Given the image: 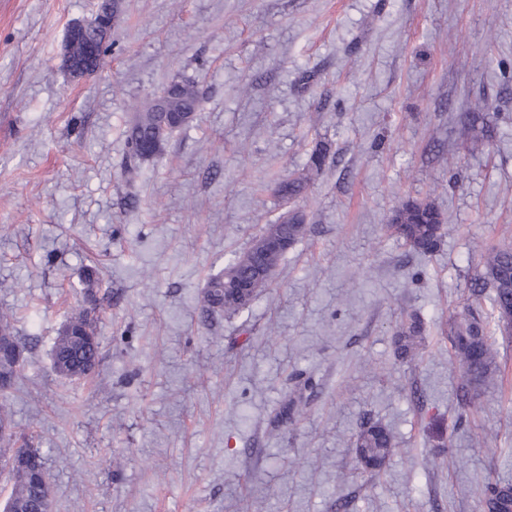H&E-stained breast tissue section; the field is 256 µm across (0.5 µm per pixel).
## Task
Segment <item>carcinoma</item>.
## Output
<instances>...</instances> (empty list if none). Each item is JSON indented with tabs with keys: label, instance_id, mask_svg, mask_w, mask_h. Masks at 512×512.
Instances as JSON below:
<instances>
[{
	"label": "carcinoma",
	"instance_id": "obj_1",
	"mask_svg": "<svg viewBox=\"0 0 512 512\" xmlns=\"http://www.w3.org/2000/svg\"><path fill=\"white\" fill-rule=\"evenodd\" d=\"M109 28L89 27L75 31L66 45V56L73 64H83L96 71L106 64L109 46L106 45ZM96 43V53L86 54L87 40ZM201 95L197 85L189 80H174L164 90L146 101L133 106L134 112L126 131L127 155L125 173L132 181L140 175L143 165L160 154L171 133L187 124L181 116L198 111ZM493 116L489 112H471L468 129L474 138L485 140L492 136ZM329 149L318 144L309 154L305 173L281 181L276 194L285 203L300 196L311 177L323 172ZM389 229L411 251L431 255L438 250L448 234V227L439 209L429 201L409 200L398 208L391 219ZM307 232L303 216L295 211L287 212L279 222L269 224L258 239L217 274L206 286L203 307L206 313L224 311L234 314L247 307L258 294L269 288L279 262ZM86 300L96 301L99 276L96 269L86 268L82 277ZM477 288L492 289L491 305L499 331L512 333V248L499 247L489 251L484 271L475 278ZM423 332L420 318L410 315L401 321L397 333V354L406 358L418 345ZM490 323L466 309L448 323V338L456 357L459 358L465 380L463 395L475 384L491 379L496 370V352L490 342ZM53 359L70 376L82 378L100 362V343L96 336V318L83 308L73 314L63 325L56 338ZM358 465L369 473L382 469L391 456L394 440L390 431L379 424H368L357 434L354 443ZM17 454L29 457L33 474L24 480H14L10 498L16 512H34L52 497L49 482L42 478V457L35 448H18ZM484 499L507 509L512 506L511 485H491Z\"/></svg>",
	"mask_w": 512,
	"mask_h": 512
}]
</instances>
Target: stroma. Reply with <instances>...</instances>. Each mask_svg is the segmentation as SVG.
<instances>
[{"instance_id":"35a3bbf8","label":"stroma","mask_w":512,"mask_h":512,"mask_svg":"<svg viewBox=\"0 0 512 512\" xmlns=\"http://www.w3.org/2000/svg\"><path fill=\"white\" fill-rule=\"evenodd\" d=\"M97 4L0 0V312L24 351L5 406L53 512H483L512 485V336L463 400L446 333L491 315L470 283L512 245V0H121L107 66L76 75L67 31ZM175 78L200 109L128 182L130 105ZM477 103L491 140L466 132ZM319 141L323 173L281 206ZM410 199L447 220L432 255L386 230ZM288 208L307 232L271 287L203 313ZM92 264L101 361L72 381L51 355ZM370 422L395 441L376 474L353 447ZM423 332L422 321L417 315H409L401 321L397 333L398 357L406 358L412 354L418 345Z\"/></svg>"}]
</instances>
